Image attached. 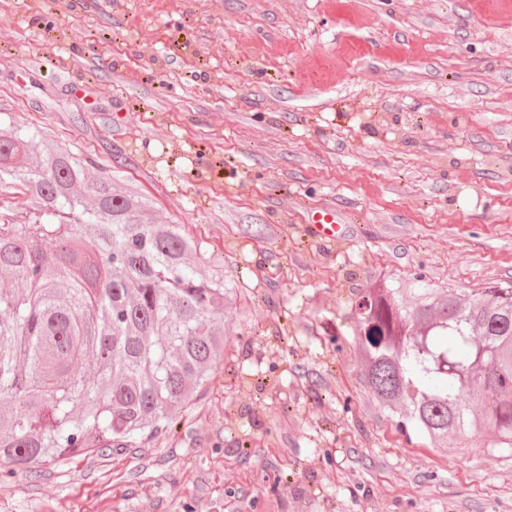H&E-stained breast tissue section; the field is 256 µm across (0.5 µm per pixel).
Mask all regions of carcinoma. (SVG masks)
Segmentation results:
<instances>
[{
    "label": "carcinoma",
    "instance_id": "cac0c4a2",
    "mask_svg": "<svg viewBox=\"0 0 512 512\" xmlns=\"http://www.w3.org/2000/svg\"><path fill=\"white\" fill-rule=\"evenodd\" d=\"M37 130L0 128V186L34 219L0 223V464L31 474L172 429L224 362L235 276L153 200ZM56 255L48 264L45 252ZM355 347L385 407L440 448L492 431L512 447V286L468 302L423 274L379 278L357 301Z\"/></svg>",
    "mask_w": 512,
    "mask_h": 512
}]
</instances>
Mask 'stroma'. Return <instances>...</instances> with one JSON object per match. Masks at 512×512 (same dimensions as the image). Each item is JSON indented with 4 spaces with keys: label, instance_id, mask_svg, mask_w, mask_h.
Masks as SVG:
<instances>
[{
    "label": "stroma",
    "instance_id": "obj_1",
    "mask_svg": "<svg viewBox=\"0 0 512 512\" xmlns=\"http://www.w3.org/2000/svg\"><path fill=\"white\" fill-rule=\"evenodd\" d=\"M0 120L243 274L171 431L0 480V512H512V448H428L353 347L373 278L512 284V0H0ZM317 214L320 218L314 222L315 233L323 239H336L342 224L341 215L334 211L317 212L312 219Z\"/></svg>",
    "mask_w": 512,
    "mask_h": 512
}]
</instances>
